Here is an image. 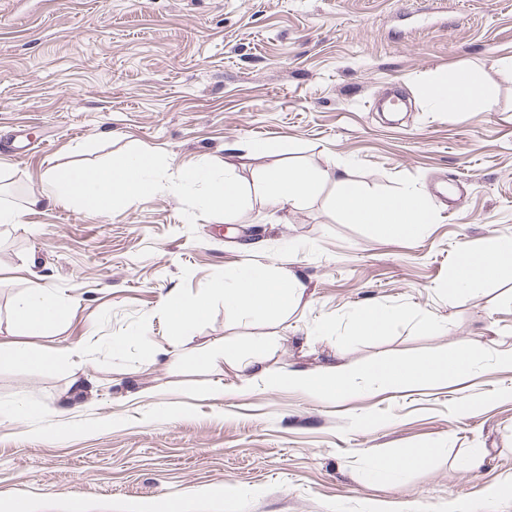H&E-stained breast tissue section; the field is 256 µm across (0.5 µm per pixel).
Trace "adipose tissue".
I'll list each match as a JSON object with an SVG mask.
<instances>
[{
  "mask_svg": "<svg viewBox=\"0 0 512 512\" xmlns=\"http://www.w3.org/2000/svg\"><path fill=\"white\" fill-rule=\"evenodd\" d=\"M432 105L451 111L470 110L488 105L491 91L485 75L474 67L464 72L430 80L424 89ZM158 160L149 151H135L111 158L94 170L51 169L44 173L37 194L26 200L27 208L49 202L68 200L85 213L108 216L116 200L134 203L154 190ZM185 185L202 184L200 207L223 214L231 224L252 202L279 210L295 207L312 196L321 185L331 182L340 191L333 204L352 224H368L383 237H411L421 234L432 221L427 203L413 189L397 194L368 193L350 183L344 168L303 165L285 167L274 164L265 169L256 192H249L238 180L232 167L217 170L206 157L183 172ZM512 269V239L487 237L479 251L464 253L455 270L453 288H470ZM217 292L224 306L245 317H266L298 305L306 288L296 277L277 275L262 266H246L220 284ZM64 315L62 304L40 284H32L14 304L12 328L26 336L43 337L57 329ZM476 362L475 356L456 352L432 358L399 362H381L354 378L345 368L332 365L318 372L295 369L271 370L261 358L246 361L245 366L271 388L294 389L314 398L346 399L356 391L357 381L386 390L408 391L431 384L453 383ZM0 364L20 371H46L57 364L51 350L26 345L0 344Z\"/></svg>",
  "mask_w": 512,
  "mask_h": 512,
  "instance_id": "adipose-tissue-1",
  "label": "adipose tissue"
}]
</instances>
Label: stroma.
I'll return each instance as SVG.
<instances>
[{
	"instance_id": "obj_1",
	"label": "stroma",
	"mask_w": 512,
	"mask_h": 512,
	"mask_svg": "<svg viewBox=\"0 0 512 512\" xmlns=\"http://www.w3.org/2000/svg\"><path fill=\"white\" fill-rule=\"evenodd\" d=\"M475 65L490 105L435 110L425 83ZM134 149L157 156L160 182L135 204L24 209L47 170ZM202 156L247 186L279 158L334 162L372 192L414 188L433 222L383 238L346 223L328 183L228 224L180 183ZM0 199L23 210L0 224V322L35 281L67 310L24 339L59 350L55 369L0 364V404L42 410L0 417V507L22 494L29 512H145L167 494L179 512H512V372L491 366L512 348V276L450 287L464 252L512 238V0H0ZM246 265L291 272L304 304L226 311L210 290ZM203 295L207 316L165 358L167 301ZM373 301L401 317L358 335ZM227 338L275 370L478 363L447 388L318 400L231 357L190 363ZM422 448L434 454L411 473L366 482L374 455ZM475 448L482 464L464 468Z\"/></svg>"
}]
</instances>
